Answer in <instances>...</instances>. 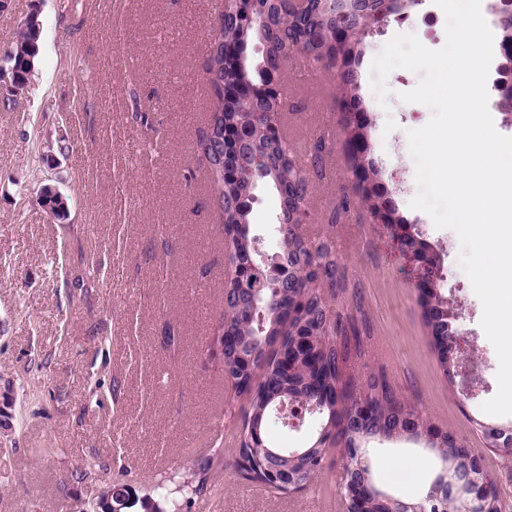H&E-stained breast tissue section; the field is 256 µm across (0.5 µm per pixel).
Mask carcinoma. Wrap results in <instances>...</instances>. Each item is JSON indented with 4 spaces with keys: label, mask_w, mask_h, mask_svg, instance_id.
Wrapping results in <instances>:
<instances>
[{
    "label": "carcinoma",
    "mask_w": 512,
    "mask_h": 512,
    "mask_svg": "<svg viewBox=\"0 0 512 512\" xmlns=\"http://www.w3.org/2000/svg\"><path fill=\"white\" fill-rule=\"evenodd\" d=\"M264 6L269 19L264 27L244 32L235 27L232 16L224 18L222 44L211 46L206 76L211 100L221 105L210 112L209 120L213 125L206 127L199 136L203 157L210 162L206 166L210 190L229 203L218 213L229 269L218 323L224 331V378L244 400L234 427L235 465L241 479L280 493H291L306 488L312 480L316 471L311 464L339 455L345 460V481L361 489L367 512H385L395 494L372 481L370 471L356 469L350 462L354 456L366 452L370 442L402 437L423 440L436 449L440 463L459 467L460 478L474 470L467 459L476 449L466 447L452 433L435 428L401 400L381 377H370L360 393L371 401L372 415L363 419L354 415L353 404L357 397L346 394L345 387L351 383V370L355 361L361 359L363 346L351 347L346 339H336V332L344 330L345 324L329 310L320 291L307 286L315 282L317 274L329 287H336L338 263L330 245L322 244L314 249L303 233L290 229L283 233L278 258L299 267L303 276L279 288H258V278L253 275L240 278V271L248 268L255 258L249 222L251 211L244 205L233 207L231 203L248 194V182L224 181L220 157L236 153L234 145H224L225 129L248 124V115L231 105H222L224 90L218 84L224 80L232 84L242 79L256 86L260 84L256 71L258 62L240 67L226 63V42L245 39L266 45L270 65L280 57L288 61L293 48L302 45L316 61L331 53L342 56L336 90L342 98L357 102V75L351 67V58L359 52L372 18L388 6L386 0H331L329 3L310 0L306 11L292 15L285 25L280 22L279 8L273 0H264ZM342 10L347 11L346 19L352 28L351 46L336 49L322 41L317 31V17ZM497 15L500 44H512V8H500ZM20 43L11 65L18 81L23 83L39 55L38 34L31 30ZM341 127L345 137L367 141L366 125L357 113H343ZM249 150L285 158L282 165L275 164L265 170V179L279 194L282 214L293 212L306 201L308 167L300 163L296 151L281 150L267 139L262 127L255 124L251 125ZM359 196L390 236H395L394 228L406 226L405 219L378 182L359 190ZM400 247L402 252L416 256L431 249L418 232L404 233ZM425 277L430 288L420 293L419 306L438 365L451 382L457 367L452 345L457 330L448 314V301L439 289L443 279L440 254L429 256ZM282 402L302 408L318 403L323 408L320 415L325 424L321 435L310 447L299 449L300 456L296 458L275 446L266 432L269 414ZM271 470L287 475L288 479L280 484L272 483ZM402 501L406 512H448L453 498L447 488L432 494L426 488L417 497H404Z\"/></svg>",
    "instance_id": "carcinoma-1"
}]
</instances>
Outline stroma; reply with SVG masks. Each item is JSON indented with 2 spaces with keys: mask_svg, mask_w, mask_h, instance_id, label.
<instances>
[{
  "mask_svg": "<svg viewBox=\"0 0 512 512\" xmlns=\"http://www.w3.org/2000/svg\"><path fill=\"white\" fill-rule=\"evenodd\" d=\"M214 0H10L0 13V48L30 13L40 51L24 94L0 103V512H85L108 485L139 494L164 483L180 512H343L342 458L308 486L275 494L234 467L232 410L241 404L209 345L224 302V237L205 181L198 139L209 100L204 64ZM433 0L372 25L356 68L366 104L367 145L379 180L407 223L439 252L442 292L465 340L462 385L440 370L397 244L357 193L338 124L336 70L294 53L285 86L293 146L325 144L326 176L314 179L303 231L331 242L339 263L332 310L347 317L366 351L356 387L383 377L430 423L483 450L512 512V458L488 450L475 422L498 390V357L480 321L483 308L460 264L455 231L412 209L418 193L408 131L430 108L401 100L420 76L394 69L379 102L371 64L394 36L415 34L432 50L446 42ZM68 200L65 219H46L43 186ZM250 222L267 254L281 235L277 195L263 190ZM175 345H168V337ZM321 418L271 415L268 433L305 448ZM223 437L221 457L208 438ZM412 477L417 496L434 457L406 441L377 442L370 463L382 485L383 459ZM205 494L194 495L199 478Z\"/></svg>",
  "mask_w": 512,
  "mask_h": 512,
  "instance_id": "1",
  "label": "stroma"
}]
</instances>
